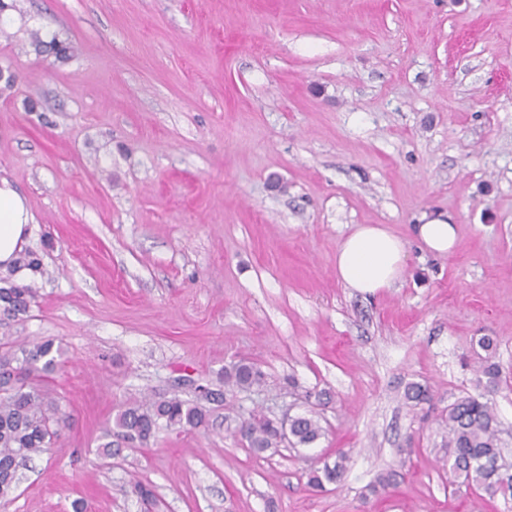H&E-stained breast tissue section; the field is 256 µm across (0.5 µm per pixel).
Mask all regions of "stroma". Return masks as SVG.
<instances>
[{
	"instance_id": "obj_1",
	"label": "stroma",
	"mask_w": 512,
	"mask_h": 512,
	"mask_svg": "<svg viewBox=\"0 0 512 512\" xmlns=\"http://www.w3.org/2000/svg\"><path fill=\"white\" fill-rule=\"evenodd\" d=\"M18 5L0 177L43 272L0 337L61 346L45 386L68 422L0 512H143L138 482L155 512H512L451 490L439 426L485 394L512 448V0ZM34 32L73 57L36 54ZM427 213L451 216L452 253L412 237ZM358 224L406 243L403 277L373 295L336 277ZM239 359L265 375L241 413L312 408L324 437L256 456L212 404L206 428L100 453L128 405L195 399ZM412 382L431 404L406 402ZM340 450L343 481L310 489Z\"/></svg>"
}]
</instances>
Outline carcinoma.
<instances>
[{
	"instance_id": "obj_1",
	"label": "carcinoma",
	"mask_w": 512,
	"mask_h": 512,
	"mask_svg": "<svg viewBox=\"0 0 512 512\" xmlns=\"http://www.w3.org/2000/svg\"><path fill=\"white\" fill-rule=\"evenodd\" d=\"M64 60L70 56L69 43L53 39L49 46L38 41L35 49ZM36 298L31 284H18L12 275L0 276V316L20 320L29 312ZM54 342L46 340L28 348L9 338L0 340V499L8 498L16 488L20 465L52 447L60 436L63 413L56 400L40 388V382L58 366ZM263 372L252 362L239 360L224 367V391H209L208 402L227 401L228 396L259 386ZM408 402L428 403L431 395L420 383L409 384L404 392ZM208 425L207 410L195 400L176 395L152 400L145 405L132 404L116 418L115 430L107 429V441L100 445L102 453L112 452L114 436L141 446L149 444L159 429L195 430ZM444 431L443 465L453 477L452 485L479 495V499H512V465L505 456L496 414L489 401L466 396L448 405L441 415ZM324 434L316 411L310 409L291 416L288 422L252 411L236 422L235 435L255 454H262L288 442L308 447ZM347 456L340 452L336 459L314 468L308 486L317 490L342 481Z\"/></svg>"
}]
</instances>
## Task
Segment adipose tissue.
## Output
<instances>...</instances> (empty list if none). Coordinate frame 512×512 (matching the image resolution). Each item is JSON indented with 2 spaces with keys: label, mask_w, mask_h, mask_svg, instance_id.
Returning <instances> with one entry per match:
<instances>
[{
  "label": "adipose tissue",
  "mask_w": 512,
  "mask_h": 512,
  "mask_svg": "<svg viewBox=\"0 0 512 512\" xmlns=\"http://www.w3.org/2000/svg\"><path fill=\"white\" fill-rule=\"evenodd\" d=\"M33 216L14 185L0 178V269H14L19 280L31 272L17 268L16 261L29 235ZM414 236L431 252L450 253L457 242V227L441 214L423 215L413 225ZM404 241L377 224L358 225L341 243L336 254V275L347 287L373 294L392 287L406 267Z\"/></svg>",
  "instance_id": "adipose-tissue-1"
}]
</instances>
